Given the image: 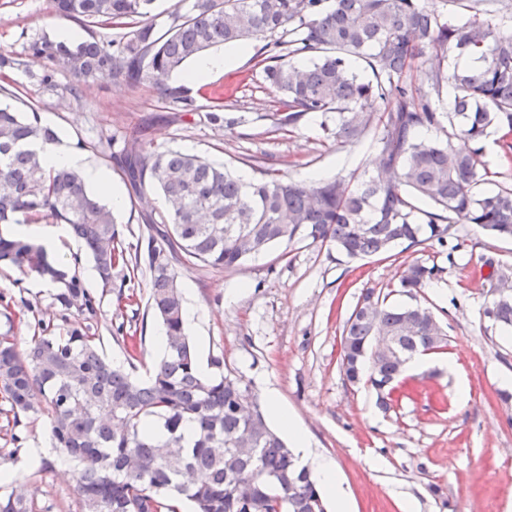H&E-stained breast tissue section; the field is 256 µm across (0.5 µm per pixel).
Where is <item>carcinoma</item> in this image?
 Instances as JSON below:
<instances>
[{"label":"carcinoma","instance_id":"carcinoma-1","mask_svg":"<svg viewBox=\"0 0 512 512\" xmlns=\"http://www.w3.org/2000/svg\"><path fill=\"white\" fill-rule=\"evenodd\" d=\"M153 3L53 0L55 13L88 37L40 38L28 51L79 82L110 77L187 107L185 91L167 84L173 71L214 45L259 40L254 67L284 96V111L262 119L279 129L313 114L338 142L378 129L377 174L306 183L266 172L245 184L224 165L176 149L158 152L139 137L109 142L134 194L147 200L149 184L167 203L163 227L145 214L151 234L143 254L147 307L165 327L163 356L140 380L107 360L87 330L58 335L44 327L23 350L0 336V393L14 423L43 416L52 448L83 464L76 477L82 512H179L180 502L195 512H325L310 471L270 428L242 378L202 372L185 331L176 265L231 269L297 239L331 244L350 259L402 243L443 246L458 223L512 237V187L477 190L489 181L484 141L497 130L512 133V25L475 4L452 21L421 0H193L161 34ZM112 26L127 32L110 43L97 38L95 29ZM303 55L315 60L295 66ZM427 56L439 67L424 86L410 72ZM466 59L475 64L460 66ZM358 61L372 77L356 73ZM445 84L452 97L441 112ZM447 124L471 151L421 135ZM56 139L38 107L0 108V224L44 214L67 225L102 287L112 289L128 264L123 231L77 171L50 166L31 148ZM0 267L60 285L54 300L67 311L87 319L99 313L100 300L76 272L31 238L0 235ZM436 273L412 263L398 288L412 297ZM486 315L512 328V291H497ZM381 334L394 337L386 350L376 344ZM446 344L430 308L387 306L368 289L344 326L341 370L350 383L370 382L386 407L406 363ZM0 512H33L29 491L17 486L0 497Z\"/></svg>","mask_w":512,"mask_h":512}]
</instances>
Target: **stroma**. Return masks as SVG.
I'll use <instances>...</instances> for the list:
<instances>
[{"label": "stroma", "instance_id": "stroma-1", "mask_svg": "<svg viewBox=\"0 0 512 512\" xmlns=\"http://www.w3.org/2000/svg\"><path fill=\"white\" fill-rule=\"evenodd\" d=\"M71 25L53 13L51 0H0V53L12 61L0 70V84L8 89L0 105L37 104L42 123L65 135L68 146L81 140L103 146L136 133L156 150H183L255 179L265 171L297 180L347 179L372 169L378 157L372 132L335 143L309 117L274 130L264 115L279 109L280 95L255 73L256 40L249 41L248 54L206 82L169 77L170 85L184 86L193 102L189 111L173 109L151 88L133 90L110 78L83 86L80 98H73L71 75L33 59L27 49L31 39ZM217 96L224 110L213 121L209 105ZM511 153L512 139L498 132L487 139L482 161L492 183L512 185ZM83 156L123 188L124 205L115 217L126 255L143 252L144 213L158 223L166 216L161 192L147 189L146 202H139L103 153ZM452 233L462 243L452 253L426 242L352 260L334 247L298 240L229 270L201 263L178 270L184 305L197 311L186 332L202 370L211 372L217 359L259 401L277 394L313 450L335 462L351 512H403L408 502L413 512H512V461L503 459L512 448V390L503 384L512 378V331L485 315L494 279L512 281V238L461 223ZM51 256L76 268L84 288L100 300L98 316L88 320L64 310L53 299L54 284L1 268L0 336L23 348L45 326L87 329L116 363H124L127 345L136 344L135 374L145 376L160 356L154 336L160 322L147 308L148 271L128 269L122 290L109 291L92 276L93 263L72 234L59 237ZM413 262L439 269L416 300L431 307L448 345L432 352L425 368L406 373L401 395L383 409L370 385L344 378L342 331L366 289L387 304L407 303L396 286ZM463 382L464 398L458 391ZM0 458L14 470V484L31 489L34 512H80L75 463L51 447L42 416L14 421L1 398Z\"/></svg>", "mask_w": 512, "mask_h": 512}]
</instances>
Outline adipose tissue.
Wrapping results in <instances>:
<instances>
[{
  "label": "adipose tissue",
  "mask_w": 512,
  "mask_h": 512,
  "mask_svg": "<svg viewBox=\"0 0 512 512\" xmlns=\"http://www.w3.org/2000/svg\"><path fill=\"white\" fill-rule=\"evenodd\" d=\"M41 152L52 166L82 170L88 185L107 199L112 207H122V194L113 186L107 172L88 166L81 156L61 144L42 147ZM267 407L272 419L288 433L301 464L309 469L322 491L332 500L335 512H348V494L337 475L333 461L312 452L305 432L281 407L277 395L269 396Z\"/></svg>",
  "instance_id": "adipose-tissue-1"
}]
</instances>
